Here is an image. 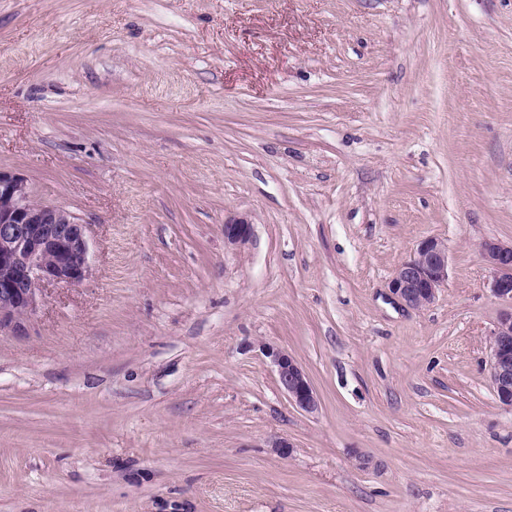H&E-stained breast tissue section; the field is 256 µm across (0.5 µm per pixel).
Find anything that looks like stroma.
Here are the masks:
<instances>
[{
  "label": "stroma",
  "instance_id": "obj_1",
  "mask_svg": "<svg viewBox=\"0 0 512 512\" xmlns=\"http://www.w3.org/2000/svg\"><path fill=\"white\" fill-rule=\"evenodd\" d=\"M0 167L92 256L0 336V512H512L478 253L512 240V0H0ZM252 238V224L244 218H235L224 224V242L234 248L246 246ZM448 245L440 238L421 240L412 256L392 274L388 288L406 307L428 308L448 281ZM261 354L269 360L281 390L301 411L313 414L319 409L316 391L301 364L288 351L266 341L257 343Z\"/></svg>",
  "mask_w": 512,
  "mask_h": 512
}]
</instances>
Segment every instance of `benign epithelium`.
<instances>
[{"label":"benign epithelium","instance_id":"7a95c632","mask_svg":"<svg viewBox=\"0 0 512 512\" xmlns=\"http://www.w3.org/2000/svg\"><path fill=\"white\" fill-rule=\"evenodd\" d=\"M251 238L252 224L246 219L225 222L228 245L242 248ZM479 255L491 273L490 290L502 305L490 331L491 387L498 404L512 409V242L485 240ZM448 267L447 243L425 238L394 271L388 288L405 306L426 309L448 281ZM91 270L89 225L61 206L35 201L24 175L0 168V335L25 333L44 285H77ZM257 346L288 400L305 413L318 411L316 391L301 364L274 344L260 341Z\"/></svg>","mask_w":512,"mask_h":512}]
</instances>
